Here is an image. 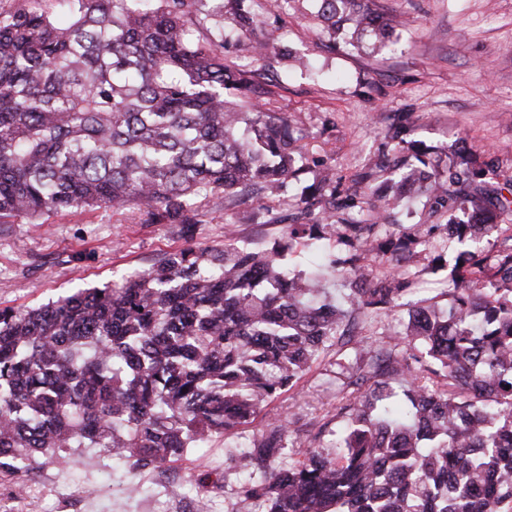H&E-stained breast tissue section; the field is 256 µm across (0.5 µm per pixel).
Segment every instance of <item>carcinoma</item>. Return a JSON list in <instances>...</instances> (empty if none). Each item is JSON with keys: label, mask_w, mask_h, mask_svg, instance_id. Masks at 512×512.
<instances>
[{"label": "carcinoma", "mask_w": 512, "mask_h": 512, "mask_svg": "<svg viewBox=\"0 0 512 512\" xmlns=\"http://www.w3.org/2000/svg\"><path fill=\"white\" fill-rule=\"evenodd\" d=\"M308 2L357 49L394 42L395 23L363 0ZM242 3L21 0L0 11V223L133 207L148 224H191L203 195L285 191L301 171L291 121L252 102V72L224 65L228 36L261 24ZM393 173V196L427 192L464 247L448 314L409 309L410 354L341 327L399 307L412 285L404 255L428 247L432 229L382 241L376 221L340 225L351 251L328 254L330 268L357 274L388 251L397 264L342 305L315 271L281 263L333 230L339 180L327 172L293 196L285 244H189L111 285L0 308V470L60 465L84 448L123 459L137 491L142 472L251 426L341 340L370 357L336 407L337 438L285 464L291 422L269 425L231 456L246 479L228 512H512V246L470 248L473 219L509 221L512 200L466 193L484 173L473 152L451 153L443 171L404 158Z\"/></svg>", "instance_id": "cac0c4a2"}]
</instances>
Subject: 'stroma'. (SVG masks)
<instances>
[{
    "label": "stroma",
    "mask_w": 512,
    "mask_h": 512,
    "mask_svg": "<svg viewBox=\"0 0 512 512\" xmlns=\"http://www.w3.org/2000/svg\"><path fill=\"white\" fill-rule=\"evenodd\" d=\"M381 13L404 22L400 42L380 56L334 46L313 19L306 0L275 13L257 39L270 46L269 67L256 96L268 111L294 120L301 137L303 173L293 192L329 167L341 194L373 200L390 171L362 175L374 157L394 158L389 128L399 140L435 147L432 163L446 165L459 142L478 149L486 163L480 185L491 198L512 177V0H376ZM310 59L314 71L286 62L285 54ZM413 120L400 124L401 113ZM291 191V192H292ZM289 194V193H288ZM287 193L257 198L245 189L232 198L215 194L198 203V223L147 224L138 210L70 209L45 223L0 224V308L23 309L79 288L101 287L132 270L157 265L167 254L195 243L223 247L225 240L265 249L281 240L293 208ZM425 195H405L393 223L379 238L402 235L416 224H444ZM433 248L417 250L408 267L414 291L389 316L356 315L355 333L391 345L411 304L448 310V273L456 241L436 235ZM366 362L351 346L326 348L289 391L264 404L246 430L253 438L269 423L292 419L288 456L301 458L313 444H327L323 426L345 402ZM224 437L189 449L183 459L144 471L141 488L128 489L125 464L104 453H75L64 466L48 464L25 475L0 472V502L10 512H29L27 489H37L41 512H226L239 482ZM225 476L223 489L202 487L203 472Z\"/></svg>",
    "instance_id": "obj_1"
}]
</instances>
